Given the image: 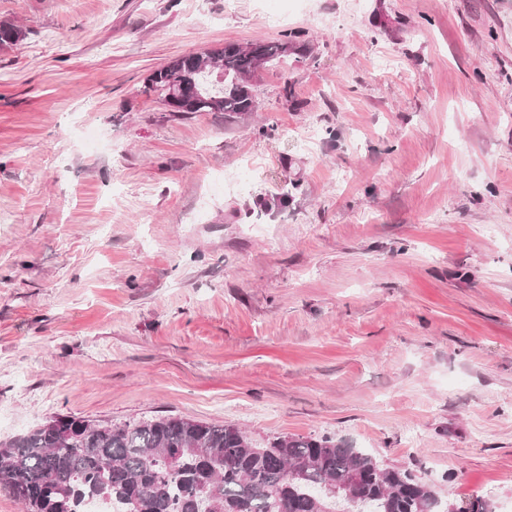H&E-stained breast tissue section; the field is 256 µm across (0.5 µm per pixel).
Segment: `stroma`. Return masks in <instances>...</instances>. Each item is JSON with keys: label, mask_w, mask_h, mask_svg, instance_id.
<instances>
[{"label": "stroma", "mask_w": 512, "mask_h": 512, "mask_svg": "<svg viewBox=\"0 0 512 512\" xmlns=\"http://www.w3.org/2000/svg\"><path fill=\"white\" fill-rule=\"evenodd\" d=\"M0 440L329 436L512 512V0H0ZM293 34L245 116L145 94Z\"/></svg>", "instance_id": "obj_1"}]
</instances>
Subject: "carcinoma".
<instances>
[{
	"label": "carcinoma",
	"mask_w": 512,
	"mask_h": 512,
	"mask_svg": "<svg viewBox=\"0 0 512 512\" xmlns=\"http://www.w3.org/2000/svg\"><path fill=\"white\" fill-rule=\"evenodd\" d=\"M23 30L0 21V47ZM288 38L246 46L226 43L190 53L157 69L145 92L165 97L180 83L178 112L244 115L252 107L253 72L288 58ZM206 57L224 70V84L207 82ZM302 466L300 477L290 469ZM356 480L353 499L336 486ZM0 490L25 512H83L89 500L112 512H448L450 503L410 469L349 448L328 436L277 437L256 448L231 424L186 417L122 425L59 416L0 443Z\"/></svg>",
	"instance_id": "cac0c4a2"
}]
</instances>
